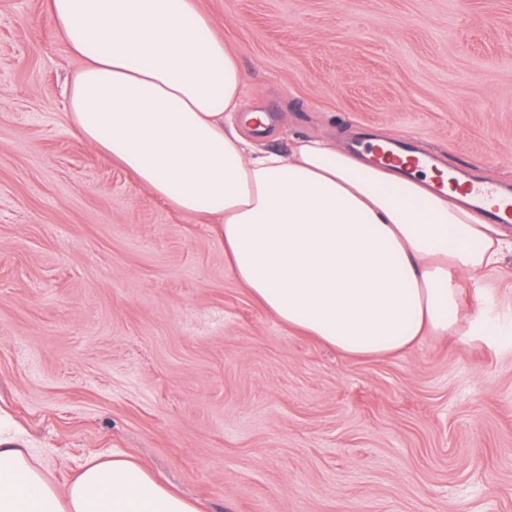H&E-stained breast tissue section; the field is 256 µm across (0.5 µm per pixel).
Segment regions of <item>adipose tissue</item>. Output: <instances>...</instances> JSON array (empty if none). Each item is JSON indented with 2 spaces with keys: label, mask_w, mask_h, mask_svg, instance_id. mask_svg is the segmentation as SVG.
I'll return each mask as SVG.
<instances>
[{
  "label": "adipose tissue",
  "mask_w": 512,
  "mask_h": 512,
  "mask_svg": "<svg viewBox=\"0 0 512 512\" xmlns=\"http://www.w3.org/2000/svg\"><path fill=\"white\" fill-rule=\"evenodd\" d=\"M82 66L66 87L74 134L177 211L218 224L235 276L289 327L346 355L447 335L459 279L498 274L512 237L437 188L445 171L362 160L322 138L287 152L245 137L237 57L196 0H47ZM0 512H204L132 457L91 458L58 485L0 439Z\"/></svg>",
  "instance_id": "1"
}]
</instances>
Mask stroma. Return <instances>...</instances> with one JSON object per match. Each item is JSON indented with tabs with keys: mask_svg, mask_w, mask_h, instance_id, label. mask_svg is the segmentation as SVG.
<instances>
[{
	"mask_svg": "<svg viewBox=\"0 0 512 512\" xmlns=\"http://www.w3.org/2000/svg\"><path fill=\"white\" fill-rule=\"evenodd\" d=\"M197 3L259 148L401 138L512 183V0ZM46 8L0 0V423L36 464L127 453L205 512H512V255L461 278L464 334L356 358L288 327L210 218L73 135Z\"/></svg>",
	"mask_w": 512,
	"mask_h": 512,
	"instance_id": "obj_1",
	"label": "stroma"
}]
</instances>
